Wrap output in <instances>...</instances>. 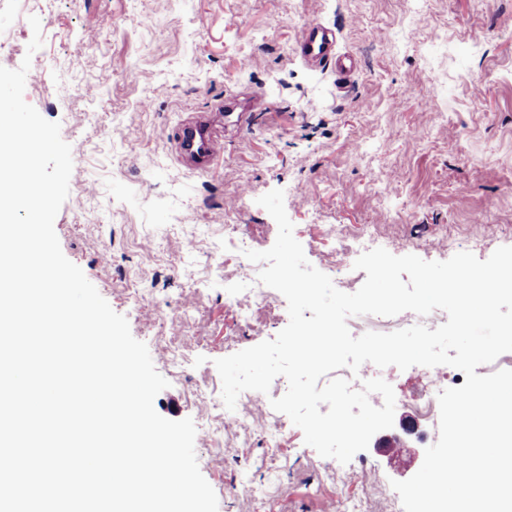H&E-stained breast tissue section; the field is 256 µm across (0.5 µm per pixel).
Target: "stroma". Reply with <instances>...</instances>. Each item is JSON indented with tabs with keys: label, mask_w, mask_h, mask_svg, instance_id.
I'll return each mask as SVG.
<instances>
[{
	"label": "stroma",
	"mask_w": 512,
	"mask_h": 512,
	"mask_svg": "<svg viewBox=\"0 0 512 512\" xmlns=\"http://www.w3.org/2000/svg\"><path fill=\"white\" fill-rule=\"evenodd\" d=\"M0 0V66L30 59L25 101L59 123L72 149L69 195L54 229L64 255L144 342L168 388L154 400L192 419L199 469L218 512H396L385 490L411 449L437 442L414 421L398 453L373 448L348 464L321 457L300 428L213 436L206 399L220 398L215 359L271 340L288 304L242 315L225 289L243 267L238 242L274 244L258 203L280 189L308 262L334 264L331 225L378 227L426 261L512 246V0ZM43 44L35 53L30 17ZM335 32L358 68L304 64L298 27ZM260 93L252 126L228 133L208 172L177 160L168 136L226 93ZM431 95L430 111L420 99ZM151 98L149 110L140 103ZM425 129L424 140L413 137ZM249 486L251 496L240 495Z\"/></svg>",
	"instance_id": "1"
}]
</instances>
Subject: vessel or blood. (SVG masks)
Instances as JSON below:
<instances>
[{
  "instance_id": "obj_1",
  "label": "vessel or blood",
  "mask_w": 512,
  "mask_h": 512,
  "mask_svg": "<svg viewBox=\"0 0 512 512\" xmlns=\"http://www.w3.org/2000/svg\"><path fill=\"white\" fill-rule=\"evenodd\" d=\"M294 46L300 57L321 66H333L340 79H348L354 70L350 55L336 51V35L316 21H309L296 32ZM236 98H226L214 111L198 112L183 120L173 140L179 162L198 170H208L213 160L224 153V137L216 126L218 123L237 120L244 122L246 113L237 111Z\"/></svg>"
}]
</instances>
